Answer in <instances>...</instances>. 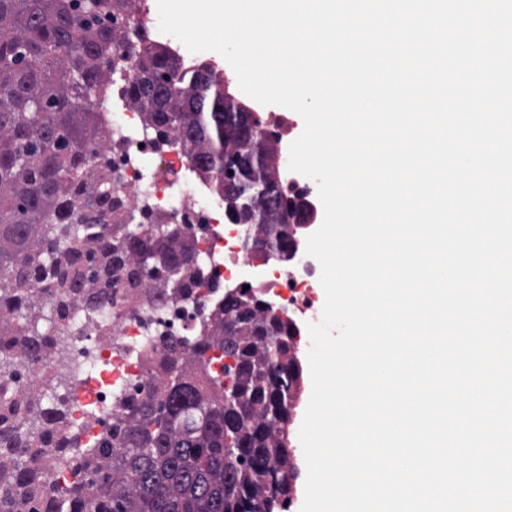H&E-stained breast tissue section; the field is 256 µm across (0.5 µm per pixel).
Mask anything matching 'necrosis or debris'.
Instances as JSON below:
<instances>
[{
	"label": "necrosis or debris",
	"instance_id": "necrosis-or-debris-1",
	"mask_svg": "<svg viewBox=\"0 0 512 512\" xmlns=\"http://www.w3.org/2000/svg\"><path fill=\"white\" fill-rule=\"evenodd\" d=\"M128 75L110 77V99L101 105L109 140L101 149L123 177L121 195L139 223L177 224L195 242L206 275L190 293L145 304L131 295L103 301L92 317L74 312L55 325L69 351L64 395L74 426L92 422L94 433L111 428L112 403L135 395L148 379L147 361L158 336L195 335L223 289L249 286L275 299L282 317L309 314L320 265L311 257L282 266L276 255L256 262L247 224L224 222V203L209 196L193 175L175 137L148 135L140 112L125 95Z\"/></svg>",
	"mask_w": 512,
	"mask_h": 512
}]
</instances>
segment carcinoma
I'll list each match as a JSON object with an SVG mask.
<instances>
[{
  "label": "carcinoma",
  "instance_id": "cac0c4a2",
  "mask_svg": "<svg viewBox=\"0 0 512 512\" xmlns=\"http://www.w3.org/2000/svg\"><path fill=\"white\" fill-rule=\"evenodd\" d=\"M139 13L134 0H0V512H260L268 464L289 462L275 413L295 370L292 323L261 308L224 299L195 338L162 337L145 394L119 402L112 431L84 450L66 412L19 387L25 363L50 366L44 307L57 324L121 288L153 302L201 276L180 226L133 231L121 174L87 157L109 137L99 108L104 65L125 61L117 49L141 44L129 99L147 128L179 139L215 196L224 155L250 150L224 89L200 83L198 66L156 83L171 48ZM254 210L255 237L284 238L277 211L258 200ZM144 252L158 255L150 271ZM211 350L233 360L222 381Z\"/></svg>",
  "mask_w": 512,
  "mask_h": 512
}]
</instances>
